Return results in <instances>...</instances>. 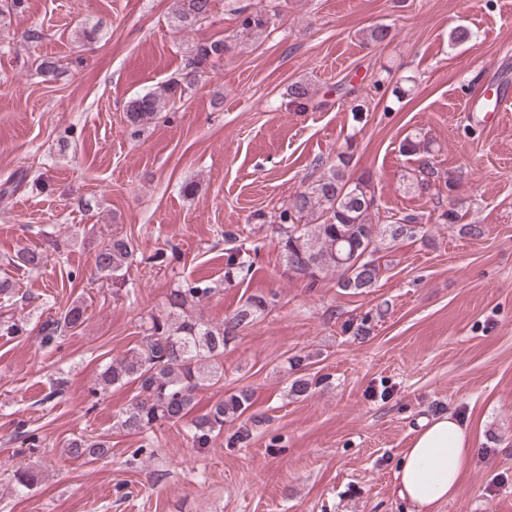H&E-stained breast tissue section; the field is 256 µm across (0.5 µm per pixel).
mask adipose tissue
<instances>
[{
	"label": "adipose tissue",
	"mask_w": 512,
	"mask_h": 512,
	"mask_svg": "<svg viewBox=\"0 0 512 512\" xmlns=\"http://www.w3.org/2000/svg\"><path fill=\"white\" fill-rule=\"evenodd\" d=\"M470 441L452 415L425 420L396 471L397 495L410 512H437L453 498L470 466Z\"/></svg>",
	"instance_id": "obj_1"
}]
</instances>
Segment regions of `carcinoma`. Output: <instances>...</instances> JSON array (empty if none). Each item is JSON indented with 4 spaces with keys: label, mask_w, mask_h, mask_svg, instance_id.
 I'll use <instances>...</instances> for the list:
<instances>
[{
    "label": "carcinoma",
    "mask_w": 512,
    "mask_h": 512,
    "mask_svg": "<svg viewBox=\"0 0 512 512\" xmlns=\"http://www.w3.org/2000/svg\"><path fill=\"white\" fill-rule=\"evenodd\" d=\"M213 0H173L174 22L191 28L211 15ZM245 31L261 32L270 24L264 9L240 12ZM228 46L222 40L202 44L180 76L157 90L130 100L126 118L132 134L153 123L164 105L194 85L207 66L224 59ZM291 103L306 109L312 99L308 86L294 83L289 90ZM400 152L415 158L417 167L406 188L428 194L439 180L431 142L419 133H410L400 144ZM351 153L343 152L336 164L323 170L304 190L295 193L278 215L275 225L280 258L288 272L318 284L336 276L338 288L351 295L371 292L384 268L381 253L388 243L423 232L419 216L407 214L387 224L376 221L374 197L366 180L351 181L346 175ZM224 281L231 283L251 272L249 249L237 237L224 235ZM134 258V247L126 238L116 237L104 244L94 259L95 271L115 286L125 284V275ZM44 263L41 252L21 249L12 258L18 268L37 270ZM212 289L197 281L185 280L167 297V314L149 317V327L137 347L127 355L107 362L100 372L93 394L115 385L135 383L138 392L118 414L116 427L129 434L150 436L162 426L185 425L196 448H207L224 432V423L242 417L251 406V392L238 390L216 401L204 412L193 415L198 391L224 381V349L249 328L271 306L265 295L252 294L215 327L187 310L199 306ZM21 297L14 282L0 278V307H10ZM85 322L84 310L74 304L57 318L43 321L38 332L41 346L50 347ZM257 420L242 422L225 438L228 448H241L252 437ZM73 459L97 460L108 453L106 444L93 435L74 439L66 446Z\"/></svg>",
    "instance_id": "carcinoma-1"
}]
</instances>
